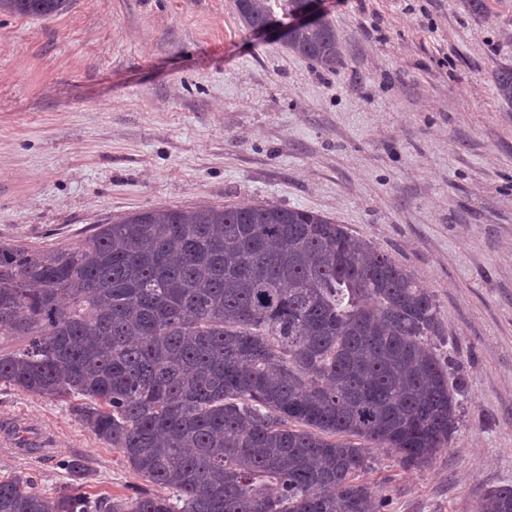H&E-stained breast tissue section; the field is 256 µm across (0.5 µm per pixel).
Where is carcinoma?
Masks as SVG:
<instances>
[{"label":"carcinoma","instance_id":"obj_1","mask_svg":"<svg viewBox=\"0 0 512 512\" xmlns=\"http://www.w3.org/2000/svg\"><path fill=\"white\" fill-rule=\"evenodd\" d=\"M71 0H0L47 18ZM303 0L236 3L250 31ZM284 46L334 71L319 20ZM512 107V67L493 75ZM432 292L321 214L264 201L156 208L95 225L76 245L0 244V383L70 401L100 440L172 495L114 498L106 512H390L361 479L366 444L423 466L455 432L459 385L433 339ZM83 479L82 460L63 463ZM0 512H97L70 490L0 480ZM479 512H512V485Z\"/></svg>","mask_w":512,"mask_h":512}]
</instances>
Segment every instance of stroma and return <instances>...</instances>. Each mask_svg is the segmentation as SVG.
<instances>
[{
	"label": "stroma",
	"instance_id": "35a3bbf8",
	"mask_svg": "<svg viewBox=\"0 0 512 512\" xmlns=\"http://www.w3.org/2000/svg\"><path fill=\"white\" fill-rule=\"evenodd\" d=\"M322 0L334 72L241 24L235 0H72L0 13V244L73 245L158 207L271 201L343 224L433 292L462 386L446 450L367 451L391 512H477L512 484V0ZM153 494L69 402L0 383V477L56 496ZM71 0H0V12L47 18L66 10ZM493 81L500 103L512 107V67L504 66L497 69Z\"/></svg>",
	"mask_w": 512,
	"mask_h": 512
}]
</instances>
